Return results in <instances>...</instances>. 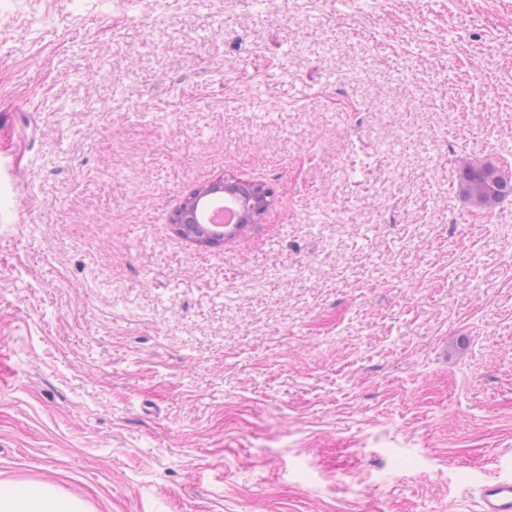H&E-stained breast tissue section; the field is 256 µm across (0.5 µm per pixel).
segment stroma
<instances>
[{
    "label": "stroma",
    "instance_id": "obj_1",
    "mask_svg": "<svg viewBox=\"0 0 512 512\" xmlns=\"http://www.w3.org/2000/svg\"><path fill=\"white\" fill-rule=\"evenodd\" d=\"M512 0H0V479L92 512H473L512 478ZM245 242L169 218L225 176ZM491 160H464L458 171V195L475 208L491 209L512 197V179H493ZM249 190L243 193L241 204L242 219L245 224L239 227L238 224H226L224 226L225 241L241 240L247 237L252 224H259L261 216L271 206L273 192L270 188L259 182L246 180L238 177H224V190ZM233 233L232 237H228ZM211 187H199L190 192L183 198V201L177 207L173 213L171 218V223L174 226L176 232L184 237L192 236L194 232V226L188 222L190 219L189 212L195 208L196 206V198L199 197L200 194L205 193Z\"/></svg>",
    "mask_w": 512,
    "mask_h": 512
}]
</instances>
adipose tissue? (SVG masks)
<instances>
[{
	"instance_id": "ef3b65f1",
	"label": "adipose tissue",
	"mask_w": 512,
	"mask_h": 512,
	"mask_svg": "<svg viewBox=\"0 0 512 512\" xmlns=\"http://www.w3.org/2000/svg\"><path fill=\"white\" fill-rule=\"evenodd\" d=\"M0 512H89L80 499L43 482L0 481Z\"/></svg>"
}]
</instances>
